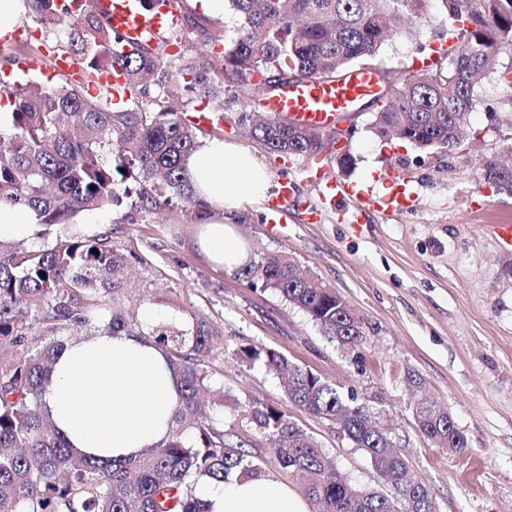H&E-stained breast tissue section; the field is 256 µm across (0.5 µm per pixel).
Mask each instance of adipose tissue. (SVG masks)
<instances>
[{
	"instance_id": "obj_1",
	"label": "adipose tissue",
	"mask_w": 512,
	"mask_h": 512,
	"mask_svg": "<svg viewBox=\"0 0 512 512\" xmlns=\"http://www.w3.org/2000/svg\"><path fill=\"white\" fill-rule=\"evenodd\" d=\"M194 190L210 204L200 251L233 269L247 253L226 215L272 195V174L249 151L219 138L186 159ZM177 387L162 349L128 336H95L68 344L47 397L57 429L77 450L103 458L137 454L165 439ZM199 496L211 512H308L293 488L271 477L208 484Z\"/></svg>"
}]
</instances>
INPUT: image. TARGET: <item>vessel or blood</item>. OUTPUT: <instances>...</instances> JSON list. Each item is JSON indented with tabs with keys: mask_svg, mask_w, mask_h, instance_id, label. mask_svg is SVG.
I'll use <instances>...</instances> for the list:
<instances>
[{
	"mask_svg": "<svg viewBox=\"0 0 512 512\" xmlns=\"http://www.w3.org/2000/svg\"><path fill=\"white\" fill-rule=\"evenodd\" d=\"M104 7L113 28L129 43L168 25L163 13L143 11L140 0H105ZM378 90L376 69L359 67L333 83L311 81L288 85L268 102L267 110L286 116L295 125L324 132L335 125L339 114L374 99ZM307 174L309 180L321 184L323 201L335 207L339 217L353 224L362 223L372 212L402 214L413 211L418 205L417 191L405 180L394 177L384 180V192L371 194L356 185L329 178L321 166L308 167ZM293 194L292 180L281 177L276 196L265 205L268 223L284 224L288 201Z\"/></svg>",
	"mask_w": 512,
	"mask_h": 512,
	"instance_id": "vessel-or-blood-1",
	"label": "vessel or blood"
}]
</instances>
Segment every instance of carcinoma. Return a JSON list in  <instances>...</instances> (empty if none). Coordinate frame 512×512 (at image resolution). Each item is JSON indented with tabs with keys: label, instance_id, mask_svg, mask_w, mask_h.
I'll return each instance as SVG.
<instances>
[{
	"label": "carcinoma",
	"instance_id": "cac0c4a2",
	"mask_svg": "<svg viewBox=\"0 0 512 512\" xmlns=\"http://www.w3.org/2000/svg\"><path fill=\"white\" fill-rule=\"evenodd\" d=\"M99 0H31L32 11L64 35L58 51L78 56L93 81L101 64L125 73L126 97L114 105L102 87L62 76L54 86L0 80V201L36 215V248L0 240V512H209L199 486L269 475L268 460L251 452L271 449L273 463L299 487L312 512H434L429 489L392 449L355 396L344 397L318 375L272 349L241 345L236 356L287 380L288 403L342 429L364 450L386 492L353 488L326 449L281 406L236 403L229 424L201 412V395L213 380L205 359L215 334L207 324L190 333L174 325L147 328L118 305L127 276L145 260L127 257L106 235L72 234L49 242L80 213L119 207L131 199L160 212L179 200L194 219L208 203L195 195L184 159L199 146L201 127L186 119L204 105L224 115L241 102L238 120L274 157L328 158L342 171L354 164L338 152L339 135L289 123L263 107L274 96L273 76L297 82L334 81L361 64L373 66L381 47L398 36H417L435 22L448 25V46L425 69L379 71L388 82L372 124L380 138L408 136L421 150L460 149L481 131L470 114L474 89L492 74L512 73V0H225L238 17L232 35L215 50L216 21L191 11L187 0H140L146 12L165 7L185 34H155L126 45ZM175 45L178 51H168ZM115 157V163L105 161ZM485 182L512 195V166L490 160ZM301 309L341 345L363 340L362 319L345 299L299 273L286 252L241 265ZM39 333H34L35 328ZM98 333L151 340L165 352L179 399L169 437L124 460L97 461L74 452L56 430L44 400L53 365L75 336ZM418 431L441 448H467L450 411L424 402L414 413ZM194 432L189 443L184 434Z\"/></svg>",
	"mask_w": 512,
	"mask_h": 512
}]
</instances>
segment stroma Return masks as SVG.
Returning <instances> with one entry per match:
<instances>
[{
	"mask_svg": "<svg viewBox=\"0 0 512 512\" xmlns=\"http://www.w3.org/2000/svg\"><path fill=\"white\" fill-rule=\"evenodd\" d=\"M29 26L36 38L1 49L0 71L35 54L41 61L28 81L55 85L56 37L39 19ZM446 33L437 22L422 38H394L376 63L403 69ZM507 89L498 76L476 86L470 121L480 136L458 150L382 141L372 131L375 108L368 104L345 113L352 133L341 146L354 159L348 181L375 192L381 176L394 173L410 180L420 197L415 211L376 213L359 225L340 223L331 209L322 223H300L296 203H322L319 187L304 179V160L270 156L239 124L237 112H229L222 131L208 126L200 133L203 141L217 136L247 148L273 177L294 180L287 233L265 223L261 205H244L233 224L252 258L288 252L302 271L335 288L363 321L364 338L357 344L339 345L272 290L251 285L237 270L215 268L197 246L200 222L182 208L106 209L80 214L75 224L84 234L108 235L125 255L143 258L125 290L126 306L149 305L162 323L189 330L203 321L216 331L207 360L216 422L244 398L287 406L349 484L381 489L365 451L328 422L288 406L282 380L234 354L242 344L273 349L337 389L356 392L430 490L434 512H512V251L499 249L491 235L492 224L512 222V196L475 178L484 162L503 158L512 145V114L496 110ZM410 373L421 378V387L409 389ZM425 398L450 410L467 439L463 451L437 447L417 431L413 409Z\"/></svg>",
	"mask_w": 512,
	"mask_h": 512,
	"instance_id": "1",
	"label": "stroma"
}]
</instances>
